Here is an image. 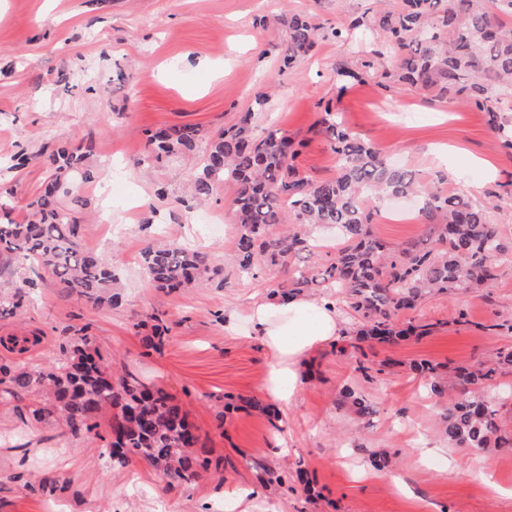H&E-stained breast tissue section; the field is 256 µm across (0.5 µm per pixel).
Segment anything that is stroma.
<instances>
[{"instance_id": "obj_1", "label": "stroma", "mask_w": 512, "mask_h": 512, "mask_svg": "<svg viewBox=\"0 0 512 512\" xmlns=\"http://www.w3.org/2000/svg\"><path fill=\"white\" fill-rule=\"evenodd\" d=\"M400 0H0V194L23 221L56 146H90L95 182L80 193L89 205L81 234L123 275L124 299L112 309L68 300L56 281L38 279L0 336L25 327L41 342L30 353L46 366L82 329L111 369L163 387L187 412L224 470L197 482L169 481L147 463L108 467L96 438H66L53 419L29 414L37 391L0 403V512H232L226 494L247 490L249 512H512V453L476 456L441 433L447 397L433 395L413 363L443 369L475 365L512 345V269L484 288L426 298L413 315L431 323L424 337L377 345L365 355L323 344L301 367L288 405L270 396V359L249 319L285 277L257 260L249 276L232 261L236 225L219 195L185 210L181 203L199 152L143 165L146 133L198 126L213 134L247 111L265 89L273 95L257 131L276 126L302 141L297 159L312 180L335 176L336 155L316 125L332 106L355 135L420 178L494 204L503 243L512 249V150L501 146L484 112L433 97L393 78L369 55L363 28L323 40L293 73L279 70L282 18L310 13L324 26L367 8L396 10ZM354 70L347 86L337 67ZM26 154L15 167L17 154ZM393 201L374 199L372 230L399 247L422 238L412 205L396 219ZM157 239L209 254L224 285L164 294L144 277L141 250ZM169 327L162 352L142 338L152 314ZM365 361L368 372L357 369ZM373 408H341L344 389ZM257 398L263 410L244 406ZM303 470L306 483L283 489L266 470ZM62 475L63 489L38 491Z\"/></svg>"}]
</instances>
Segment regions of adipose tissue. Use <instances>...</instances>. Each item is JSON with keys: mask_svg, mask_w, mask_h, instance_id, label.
Masks as SVG:
<instances>
[{"mask_svg": "<svg viewBox=\"0 0 512 512\" xmlns=\"http://www.w3.org/2000/svg\"><path fill=\"white\" fill-rule=\"evenodd\" d=\"M251 319L271 359L270 394L284 405L297 397L302 358L322 344L345 336L347 330L335 302L329 299L257 302Z\"/></svg>", "mask_w": 512, "mask_h": 512, "instance_id": "obj_1", "label": "adipose tissue"}]
</instances>
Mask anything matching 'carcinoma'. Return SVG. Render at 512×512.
Returning <instances> with one entry per match:
<instances>
[{"instance_id": "1", "label": "carcinoma", "mask_w": 512, "mask_h": 512, "mask_svg": "<svg viewBox=\"0 0 512 512\" xmlns=\"http://www.w3.org/2000/svg\"><path fill=\"white\" fill-rule=\"evenodd\" d=\"M287 39L279 70L293 72L296 62L324 38L339 40L365 26L376 35L371 55L388 59L395 75L411 85L488 115L500 144L512 150V0H401L396 11L356 17L330 32L315 16L297 14L283 21ZM270 97L259 94L252 110L229 128L211 136L196 165L190 196L207 201L220 188L233 195L238 270L252 273L257 258L281 265L288 279L272 290L286 300L323 282L345 294L364 318L360 342L395 345L426 328L412 321L398 327L402 310L414 309L431 292L481 288L496 279L507 252L489 207L465 194L436 184L425 185L415 171L388 162L380 150L352 134L339 113L326 107L317 125L336 154V176L313 181L296 164L299 143L278 128L255 133V114L268 109ZM194 125L160 127L147 135L139 159L152 164L195 150L202 141ZM88 154L62 146L45 159L48 179L28 203L23 222H0V258L14 263L13 281L0 283V318L20 312L34 282L20 273L36 264L59 283L66 296L93 307L120 303V277L112 262L81 242L74 213L86 207L75 189L96 178ZM417 200L425 238L439 248L417 244L392 249L371 230L367 198ZM290 224L335 226L342 240L326 268L296 267L291 259L313 253V244ZM143 274L154 288L173 292L201 285L224 287V270L209 255L174 242H155L141 252ZM162 318L154 316L145 343L159 352L166 336ZM430 391L455 397L442 420L448 444L475 452L512 453V430L500 425L495 394L498 377L512 370V348L499 349L488 362L458 367L442 381L437 367L413 365ZM0 401L33 388L47 399L33 416L54 417L64 433L106 442L101 451L109 466L139 458L169 480L192 483L200 471L224 469V458L211 456L187 413L159 387L131 375L112 377L89 336H75L51 368L38 370L25 359L0 366ZM109 433L98 432L106 412Z\"/></svg>"}]
</instances>
